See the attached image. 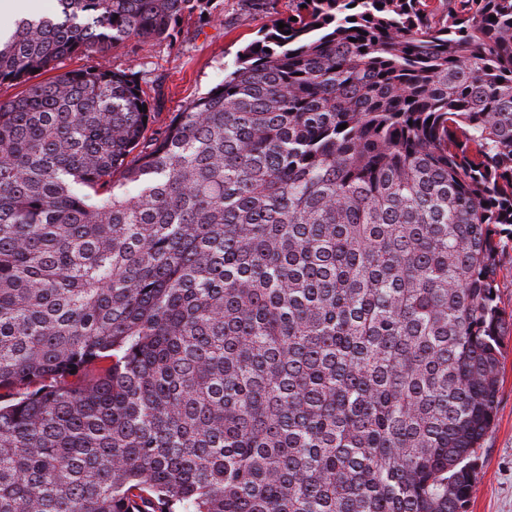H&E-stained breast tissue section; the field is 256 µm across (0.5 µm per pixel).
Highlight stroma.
I'll return each mask as SVG.
<instances>
[{
  "label": "stroma",
  "mask_w": 512,
  "mask_h": 512,
  "mask_svg": "<svg viewBox=\"0 0 512 512\" xmlns=\"http://www.w3.org/2000/svg\"><path fill=\"white\" fill-rule=\"evenodd\" d=\"M289 0H272L264 11L247 9L244 0H212L214 18L205 23L185 16L176 43L129 40L113 47L106 58L67 56L54 71L64 73L101 64L139 71L142 88L158 106L151 125L159 131L173 113L184 111L195 98L224 79L238 50L260 29L286 17ZM468 512H512V330L503 338L499 406L492 430L478 452L477 479Z\"/></svg>",
  "instance_id": "stroma-1"
}]
</instances>
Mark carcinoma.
<instances>
[{
    "mask_svg": "<svg viewBox=\"0 0 512 512\" xmlns=\"http://www.w3.org/2000/svg\"><path fill=\"white\" fill-rule=\"evenodd\" d=\"M211 2L57 0L0 41V512H467L512 0H291L151 135L138 72L36 81Z\"/></svg>",
    "mask_w": 512,
    "mask_h": 512,
    "instance_id": "cac0c4a2",
    "label": "carcinoma"
}]
</instances>
